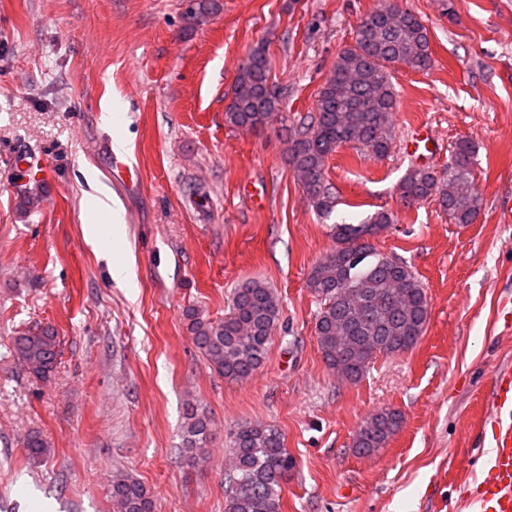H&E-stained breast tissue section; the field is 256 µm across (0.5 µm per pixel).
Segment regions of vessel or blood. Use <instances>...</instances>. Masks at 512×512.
Segmentation results:
<instances>
[{"mask_svg": "<svg viewBox=\"0 0 512 512\" xmlns=\"http://www.w3.org/2000/svg\"><path fill=\"white\" fill-rule=\"evenodd\" d=\"M405 148L423 160L438 150L439 142L428 127L421 126L412 130ZM484 404L486 414L478 433L489 457L463 505L467 512H512V366L493 372Z\"/></svg>", "mask_w": 512, "mask_h": 512, "instance_id": "vessel-or-blood-1", "label": "vessel or blood"}]
</instances>
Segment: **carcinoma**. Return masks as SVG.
<instances>
[{
  "label": "carcinoma",
  "mask_w": 512,
  "mask_h": 512,
  "mask_svg": "<svg viewBox=\"0 0 512 512\" xmlns=\"http://www.w3.org/2000/svg\"><path fill=\"white\" fill-rule=\"evenodd\" d=\"M385 7L368 14L355 31L354 44L336 58L332 75L318 92L315 113L300 119L290 139L289 164L309 204L331 213L335 193L325 176L326 162L345 144L376 158L392 145V117L397 92L392 68L405 64L415 70L433 65L428 29L411 11ZM283 92L270 81L266 48H251L239 69L225 119L244 130L263 129L279 110ZM475 148L467 139L454 143L448 179L439 181L428 168H409L398 185L407 204L433 198L455 224H470L481 207L473 189ZM394 223L393 214L378 211L360 224L333 227L336 247L312 266L307 287L320 302L316 316L318 347L326 366L359 382L369 369V358L394 356L416 344L430 311L420 281L403 260L380 253L372 242ZM279 317L275 291L252 279L231 294L230 311L214 323L198 309L185 312L195 347L210 368L227 380H248L264 363ZM60 337L54 327L37 326L12 337V352L30 374L46 378L60 355ZM401 414L381 408L362 421L353 448L370 455L386 447L399 429ZM210 435L207 417L190 405L183 430V451L189 461H204ZM32 460L45 457L49 443L39 434L24 441ZM230 494L224 512H280L281 484L294 468L293 457L279 430L270 425L245 424L234 435L229 463ZM113 512H155L152 493L129 474L112 476Z\"/></svg>",
  "instance_id": "carcinoma-1"
}]
</instances>
